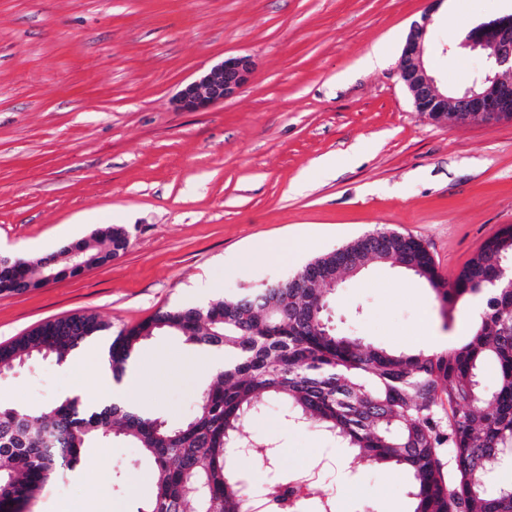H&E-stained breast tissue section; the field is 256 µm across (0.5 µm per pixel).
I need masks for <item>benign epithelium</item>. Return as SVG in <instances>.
Wrapping results in <instances>:
<instances>
[{
	"label": "benign epithelium",
	"mask_w": 512,
	"mask_h": 512,
	"mask_svg": "<svg viewBox=\"0 0 512 512\" xmlns=\"http://www.w3.org/2000/svg\"><path fill=\"white\" fill-rule=\"evenodd\" d=\"M428 18L412 27L397 66V74L411 94L418 112L434 122L447 120L448 113L460 122L472 115L488 124L512 120V14L482 23L471 30L464 46L488 49L485 68L465 91H440L435 77L424 62V37ZM255 70L248 56H232L185 83L172 100L181 112H198L223 102L246 86Z\"/></svg>",
	"instance_id": "1"
}]
</instances>
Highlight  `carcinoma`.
Listing matches in <instances>:
<instances>
[{
  "label": "carcinoma",
  "mask_w": 512,
  "mask_h": 512,
  "mask_svg": "<svg viewBox=\"0 0 512 512\" xmlns=\"http://www.w3.org/2000/svg\"><path fill=\"white\" fill-rule=\"evenodd\" d=\"M127 237L108 227L79 241V256L0 258V295L47 284L50 273L76 274L79 260L108 256ZM412 264L444 304L485 302L467 340L442 351L402 353L359 336L336 334L328 309L336 281L355 266ZM110 325L88 314L42 324L0 345V376L34 355L65 360ZM158 330L224 349L228 361L199 392L194 416L171 424L120 404L67 397L39 414L0 403V512H22L46 486L81 463L82 450L110 434L129 439L155 474L139 512H247L241 459L268 469L275 444L245 438L243 423L276 401L288 423L315 428L368 463H395L412 480L414 512H512V482L495 465L512 452V227L486 241L453 279L437 271L427 247L391 229L367 234L306 263L283 283L249 288L201 307L162 308L112 339L107 363L115 380L141 343ZM496 379L486 386V367ZM320 512L334 503L319 484L295 505Z\"/></svg>",
  "instance_id": "obj_1"
}]
</instances>
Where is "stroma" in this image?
Here are the masks:
<instances>
[{
  "label": "stroma",
  "mask_w": 512,
  "mask_h": 512,
  "mask_svg": "<svg viewBox=\"0 0 512 512\" xmlns=\"http://www.w3.org/2000/svg\"><path fill=\"white\" fill-rule=\"evenodd\" d=\"M430 0H0V255L40 257L113 225L129 245L112 261L0 296V344L55 319L109 322L84 363L34 358L0 377V402L40 411L108 368L114 331L172 306H203L285 280L315 257L389 227L422 240L454 278L512 224V121L435 123L414 108L397 64L430 15L425 59L439 88L460 91L486 54L471 28L504 16L503 0H459L449 30ZM379 54L380 66H365ZM229 56L256 63L235 96L202 112L172 98ZM329 167H320L321 159ZM336 331L395 351L462 343L467 304L444 309L420 278L371 265L347 279ZM130 394L182 422L211 371L184 337L158 332L129 368ZM242 430L273 441L275 471L247 464L269 493L320 463L333 512H414L401 466L353 458L278 406ZM154 476L120 436L85 452L67 497L47 486L27 512H139Z\"/></svg>",
  "instance_id": "1"
}]
</instances>
